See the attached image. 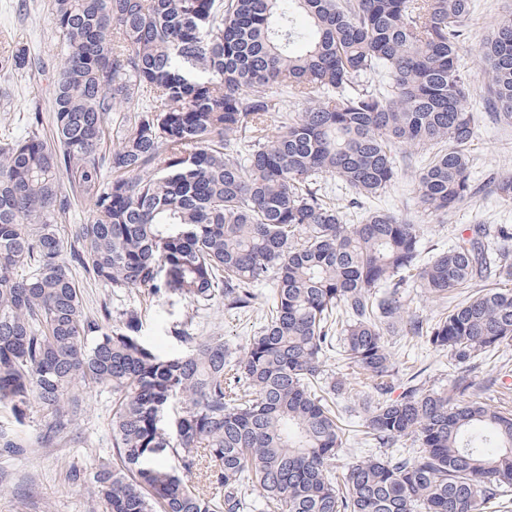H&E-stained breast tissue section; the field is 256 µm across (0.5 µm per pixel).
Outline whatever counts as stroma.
<instances>
[{
	"label": "stroma",
	"instance_id": "stroma-1",
	"mask_svg": "<svg viewBox=\"0 0 512 512\" xmlns=\"http://www.w3.org/2000/svg\"><path fill=\"white\" fill-rule=\"evenodd\" d=\"M52 5L53 0H0V42L21 43L35 64L32 70L0 78V103H8L13 111L12 123L0 124V141L25 134L33 107H40L46 114L51 111L56 76L54 59L61 49ZM509 14H512V0H472L461 44V62L470 75L467 100L479 114L474 138L467 148L473 177L479 183L512 173V125L493 124L483 115L486 90L479 79L483 64L477 53L478 44L491 33L495 20ZM427 157L426 151L409 149L407 159L400 163L394 186L372 203L373 208L393 212L421 225L427 255H435L455 238L465 236L470 225L512 224V204H503L489 193L469 199L446 217L421 207L414 182ZM72 275L86 313H97L106 304L116 311H136L144 322L143 334L153 347L164 354L181 350L182 345L172 337L171 329L187 313L185 303L160 301L141 289L116 293L78 269ZM272 288L269 282L260 285L262 301L248 312L212 309L199 312L193 320L196 334L223 337L233 353L243 354ZM389 345L396 358L397 385L406 384L414 375L426 388H445L457 374L456 366L447 356L429 349L416 337L394 336ZM326 370L329 379L346 382L345 394L336 398L346 448L341 461L346 464L375 451V441L364 437L362 427V400L374 396L375 391L371 380L348 373L337 357L328 359ZM83 402L85 412L76 437H64L52 448L36 449L24 460H0V512H87V496L71 484L67 468L74 463L90 469L111 459L112 395L104 389L90 388L84 391Z\"/></svg>",
	"mask_w": 512,
	"mask_h": 512
}]
</instances>
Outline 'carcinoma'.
I'll use <instances>...</instances> for the list:
<instances>
[{
	"mask_svg": "<svg viewBox=\"0 0 512 512\" xmlns=\"http://www.w3.org/2000/svg\"><path fill=\"white\" fill-rule=\"evenodd\" d=\"M471 8L53 0L63 43L54 141L36 108L24 136L0 143V409L10 415L0 458L53 446L82 413L80 391L100 387L112 392L116 463L69 470L92 512H483L511 496L512 411L486 399L506 373L474 370L512 345V224H474L426 260L419 225L384 211L349 224L319 188L336 181L360 209L416 147L432 151L415 180L423 208L448 214L482 190L465 153L476 122L460 57ZM478 52L487 116L509 125L512 15ZM30 64L26 47L0 45V73ZM372 75L385 83L370 86ZM284 91L304 108L271 134ZM489 185L512 202V174ZM72 193L92 205L78 250L57 228ZM74 264L115 291L196 309L247 311L257 285L276 291L242 355L194 335L191 316L175 330L185 350L165 355L138 313L106 304L87 314ZM411 287L449 300L409 330L459 372L446 389L409 383L388 399V336ZM335 349L374 381L363 422L387 448L340 476L341 427L314 390ZM35 403L49 421L33 439L22 427ZM402 440L412 447L395 450Z\"/></svg>",
	"mask_w": 512,
	"mask_h": 512,
	"instance_id": "1",
	"label": "carcinoma"
}]
</instances>
